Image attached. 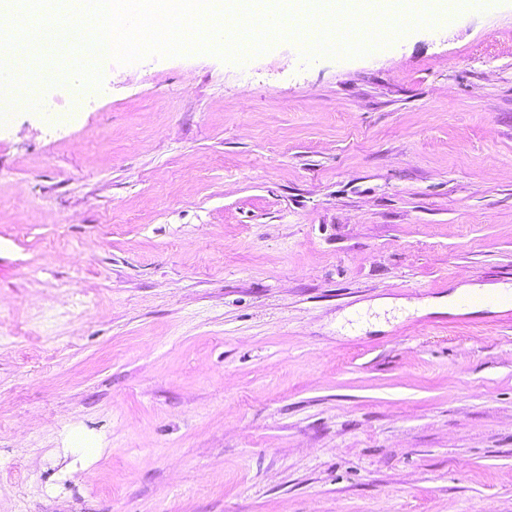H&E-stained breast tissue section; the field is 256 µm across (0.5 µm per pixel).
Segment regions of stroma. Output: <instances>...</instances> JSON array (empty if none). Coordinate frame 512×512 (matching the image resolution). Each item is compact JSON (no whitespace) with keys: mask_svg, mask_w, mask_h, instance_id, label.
Listing matches in <instances>:
<instances>
[{"mask_svg":"<svg viewBox=\"0 0 512 512\" xmlns=\"http://www.w3.org/2000/svg\"><path fill=\"white\" fill-rule=\"evenodd\" d=\"M0 126V512H512V0L362 58L100 64Z\"/></svg>","mask_w":512,"mask_h":512,"instance_id":"obj_1","label":"stroma"}]
</instances>
